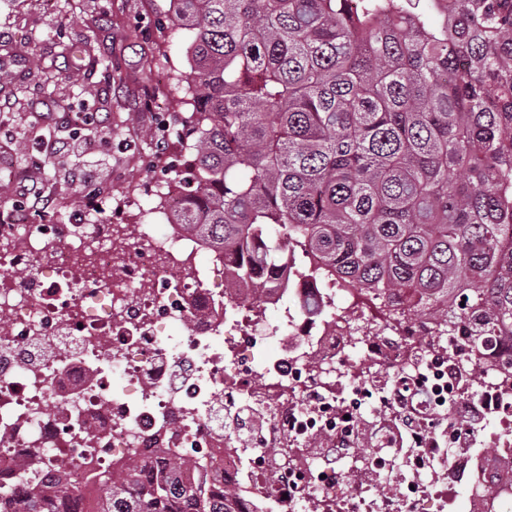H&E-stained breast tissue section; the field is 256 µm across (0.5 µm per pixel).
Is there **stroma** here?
Masks as SVG:
<instances>
[{
	"label": "stroma",
	"mask_w": 512,
	"mask_h": 512,
	"mask_svg": "<svg viewBox=\"0 0 512 512\" xmlns=\"http://www.w3.org/2000/svg\"><path fill=\"white\" fill-rule=\"evenodd\" d=\"M168 0H0V68L11 76L10 112H0V160L22 150H51L57 124L34 114L38 101L68 112L98 113L112 129V164L97 179L116 224H162L156 193L177 180L181 151L164 138L176 92L173 74L187 68L185 31L168 27ZM91 36L85 67L64 46ZM12 205L26 188L50 194L54 220L74 223L85 206L60 168H31L24 179L0 178Z\"/></svg>",
	"instance_id": "35a3bbf8"
}]
</instances>
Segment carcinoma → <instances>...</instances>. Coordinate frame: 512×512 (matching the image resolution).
Segmentation results:
<instances>
[{"mask_svg":"<svg viewBox=\"0 0 512 512\" xmlns=\"http://www.w3.org/2000/svg\"><path fill=\"white\" fill-rule=\"evenodd\" d=\"M190 167L171 223L234 261L476 306L512 331V0H169ZM205 460L132 457L92 512H233ZM63 484L0 512H75Z\"/></svg>","mask_w":512,"mask_h":512,"instance_id":"cac0c4a2","label":"carcinoma"}]
</instances>
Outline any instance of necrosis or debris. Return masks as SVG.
Masks as SVG:
<instances>
[{
    "label": "necrosis or debris",
    "instance_id": "obj_1",
    "mask_svg": "<svg viewBox=\"0 0 512 512\" xmlns=\"http://www.w3.org/2000/svg\"><path fill=\"white\" fill-rule=\"evenodd\" d=\"M200 250L175 224L0 212L1 489L58 472L90 502L134 449L175 448L211 461L242 512H457L462 487L471 512H512V343L487 337L496 367L475 382L477 313L447 329L330 280L310 318L290 301L304 286L244 302Z\"/></svg>",
    "mask_w": 512,
    "mask_h": 512
}]
</instances>
